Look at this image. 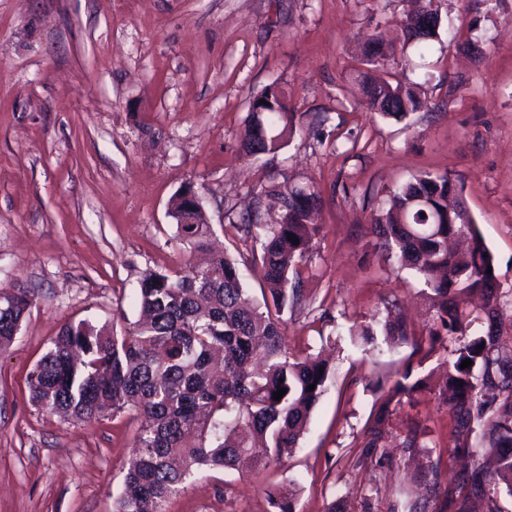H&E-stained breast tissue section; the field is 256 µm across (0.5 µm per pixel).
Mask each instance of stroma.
Wrapping results in <instances>:
<instances>
[{
    "instance_id": "stroma-1",
    "label": "stroma",
    "mask_w": 512,
    "mask_h": 512,
    "mask_svg": "<svg viewBox=\"0 0 512 512\" xmlns=\"http://www.w3.org/2000/svg\"><path fill=\"white\" fill-rule=\"evenodd\" d=\"M407 0H0V289L42 295L0 354V512H113L139 421L126 412L64 421L35 406L27 378L60 328L139 316L149 270L183 264L170 198L208 200L215 245L239 262L253 297L259 241L240 224L270 182L316 184L319 233L301 268L302 307L283 315L288 347L322 354L324 391L295 452L257 472L211 469L166 512H449L468 460L449 452L441 393L453 337L430 341L420 285L379 258L368 226L396 186L448 174L512 293V0L464 9L442 0L458 41L405 50L395 76L422 84L403 121L370 113L353 69L368 40L393 45ZM282 83L302 127L274 166L247 156L250 99ZM395 307L415 336L358 332ZM394 395L383 447L365 445L382 397ZM419 445L404 447L409 432ZM440 488L428 494L422 472Z\"/></svg>"
}]
</instances>
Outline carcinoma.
<instances>
[{"instance_id": "1", "label": "carcinoma", "mask_w": 512, "mask_h": 512, "mask_svg": "<svg viewBox=\"0 0 512 512\" xmlns=\"http://www.w3.org/2000/svg\"><path fill=\"white\" fill-rule=\"evenodd\" d=\"M402 14L396 25L404 45L421 50L439 32L421 35L416 19L442 20L434 0ZM355 69V82L371 110L403 120L423 108L420 84L377 80L371 69L395 68L394 49L371 41ZM265 103H260V100ZM299 125L281 84L253 97L241 146L246 154L275 161ZM188 187L170 201L177 239L190 258L176 269L146 272L139 281L141 319L118 332L88 320L66 323L28 379L30 399L49 414L92 421L133 410L141 423L133 439L115 512H165V503L205 467L257 471L297 447L323 393L328 367L313 354L288 349L282 315L300 301L297 268L313 249L318 226L312 213L321 200L315 185L274 184L264 193L280 202L278 218L260 215L243 231L261 242L262 301L241 280L238 261L214 253L207 211L185 210ZM459 190L448 175L419 174L390 191L372 218L374 248L423 284L433 311L428 335L457 337L442 392L453 420L452 448L471 457L461 477L468 495L448 506L469 512L471 497L501 512L497 488L512 495V301H501L494 257L474 221L459 223L448 197ZM295 236L299 244L289 241ZM0 353L13 342L38 295L24 286L0 289ZM487 330L469 336L474 325ZM407 341L411 330L395 312L363 327ZM466 359L472 365L462 369ZM314 390H308L309 385ZM286 389L280 400L273 395ZM388 403L367 429V448L385 433Z\"/></svg>"}]
</instances>
